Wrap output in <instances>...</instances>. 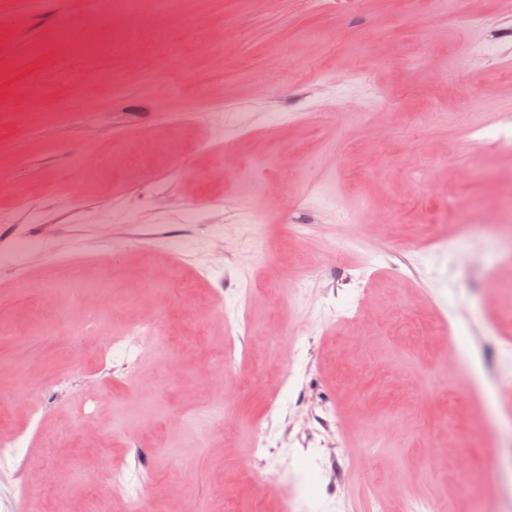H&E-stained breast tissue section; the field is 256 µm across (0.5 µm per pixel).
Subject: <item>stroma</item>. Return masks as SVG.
<instances>
[{"label":"stroma","instance_id":"1","mask_svg":"<svg viewBox=\"0 0 512 512\" xmlns=\"http://www.w3.org/2000/svg\"><path fill=\"white\" fill-rule=\"evenodd\" d=\"M486 33L512 57V0H0V512H122L119 468L146 512H279L278 468L294 512H512V154L469 135L512 117V73L458 62ZM135 317L166 343L102 364ZM103 16L112 14V9H122L134 15L148 16L158 10H175L184 6L183 0H94L91 2Z\"/></svg>","mask_w":512,"mask_h":512}]
</instances>
